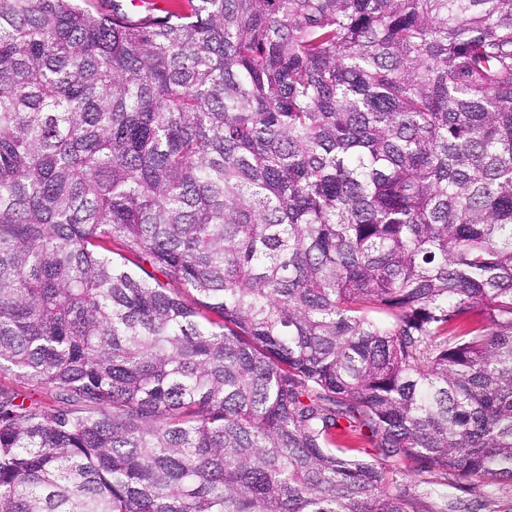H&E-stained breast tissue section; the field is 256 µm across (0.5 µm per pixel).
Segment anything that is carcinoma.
<instances>
[{
    "mask_svg": "<svg viewBox=\"0 0 512 512\" xmlns=\"http://www.w3.org/2000/svg\"><path fill=\"white\" fill-rule=\"evenodd\" d=\"M167 2L0 0V512L512 484V0ZM0 387L14 389L25 395L26 404L31 401H44L47 397L45 391L38 388L37 385L18 379L9 372L0 371Z\"/></svg>",
    "mask_w": 512,
    "mask_h": 512,
    "instance_id": "1",
    "label": "carcinoma"
}]
</instances>
